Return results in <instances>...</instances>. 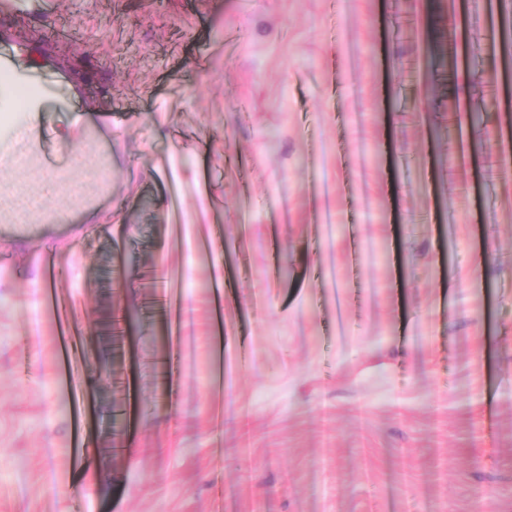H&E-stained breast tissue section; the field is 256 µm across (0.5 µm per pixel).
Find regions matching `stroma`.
<instances>
[{
    "instance_id": "obj_1",
    "label": "stroma",
    "mask_w": 512,
    "mask_h": 512,
    "mask_svg": "<svg viewBox=\"0 0 512 512\" xmlns=\"http://www.w3.org/2000/svg\"><path fill=\"white\" fill-rule=\"evenodd\" d=\"M499 2L0 0V64L69 100L45 166L108 110L114 170L106 223L0 224V512H512ZM78 348L110 377L76 401ZM471 74L466 67L460 69L456 79V91L458 94V120L462 125H468L471 121L469 105V88Z\"/></svg>"
}]
</instances>
